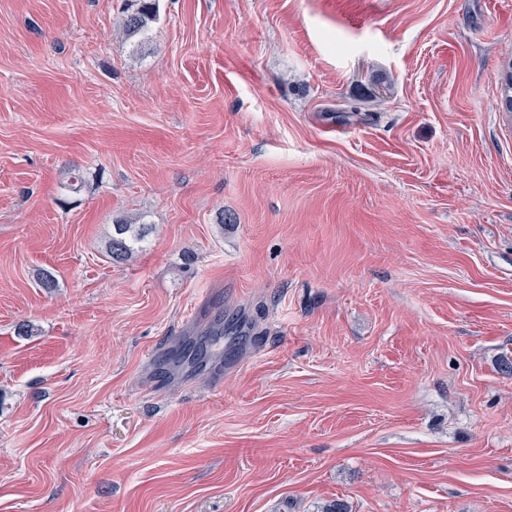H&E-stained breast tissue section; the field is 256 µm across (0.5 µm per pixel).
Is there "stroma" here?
Returning a JSON list of instances; mask_svg holds the SVG:
<instances>
[{"label": "stroma", "instance_id": "stroma-1", "mask_svg": "<svg viewBox=\"0 0 512 512\" xmlns=\"http://www.w3.org/2000/svg\"><path fill=\"white\" fill-rule=\"evenodd\" d=\"M122 8L0 0V512H512V0ZM122 17V32L125 39L142 47L153 38V27L157 20L158 0H134ZM130 223L126 219H122L115 224V235L109 243V256L115 262L123 261L128 254L134 249V245L144 238V227Z\"/></svg>", "mask_w": 512, "mask_h": 512}]
</instances>
